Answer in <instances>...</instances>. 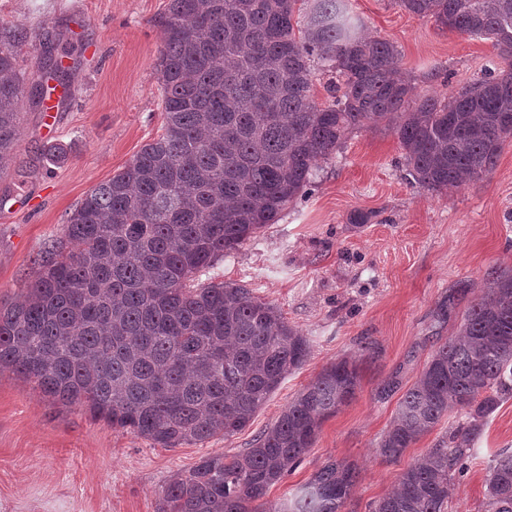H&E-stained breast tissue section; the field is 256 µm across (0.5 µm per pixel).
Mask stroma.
Listing matches in <instances>:
<instances>
[{
	"label": "stroma",
	"mask_w": 512,
	"mask_h": 512,
	"mask_svg": "<svg viewBox=\"0 0 512 512\" xmlns=\"http://www.w3.org/2000/svg\"><path fill=\"white\" fill-rule=\"evenodd\" d=\"M169 0H0V32L25 30L16 158L0 171V302L24 298L39 255L76 246L68 215L96 186L163 132L159 72ZM365 35L393 42L418 94L468 87L500 60L491 40L437 26L396 0H350ZM62 62L55 127L33 99L47 87L43 50ZM512 273V143L483 180L430 192L409 176L397 138L352 130L318 162L305 193L210 270L276 305L308 340L305 365L282 382L250 424L202 444L160 448L64 406L34 382L0 373V512H157L170 475L206 455L240 453L272 426L323 366L355 360L361 385L324 421L303 463L265 496L266 512L327 461L356 465L345 512H369L400 474L447 433L444 417L399 460L377 448L402 394L432 351L455 334L489 274ZM467 286L464 296L455 290ZM373 342L367 353L365 342ZM512 449V396L500 402L454 479L447 512H484L494 456Z\"/></svg>",
	"instance_id": "1"
}]
</instances>
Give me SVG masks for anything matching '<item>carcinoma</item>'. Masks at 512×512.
Instances as JSON below:
<instances>
[{"mask_svg": "<svg viewBox=\"0 0 512 512\" xmlns=\"http://www.w3.org/2000/svg\"><path fill=\"white\" fill-rule=\"evenodd\" d=\"M396 2L493 40L506 66L457 94L414 99L397 47L364 37L349 0H169L164 132L71 212L65 235L79 249L46 252L26 300L0 304V373L163 448L246 428L310 346L250 289L198 279L304 193L349 130L384 125L433 192L482 179L512 141V0ZM25 38L0 35V171L20 138ZM316 61L336 72L324 105L312 94ZM360 380L348 359L324 367L250 448L173 473L158 512H260ZM511 394L512 274L494 273L401 398L380 454L396 461L444 416L455 424L370 512H446L454 477ZM357 476L328 461L286 512H343ZM485 512H512V452L489 466Z\"/></svg>", "mask_w": 512, "mask_h": 512, "instance_id": "obj_1", "label": "carcinoma"}]
</instances>
